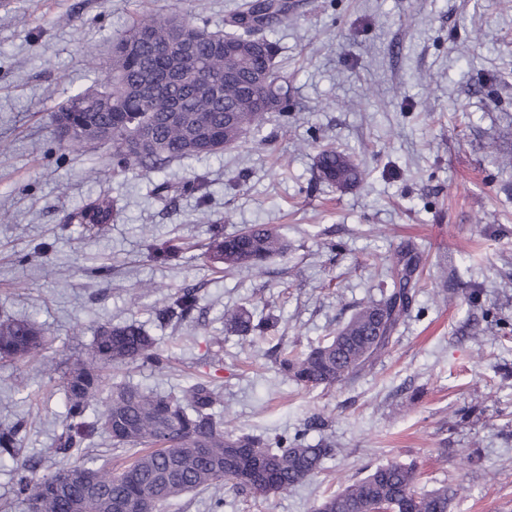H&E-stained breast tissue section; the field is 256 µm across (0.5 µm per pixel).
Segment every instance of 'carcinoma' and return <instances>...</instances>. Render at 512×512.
<instances>
[{
	"label": "carcinoma",
	"instance_id": "obj_1",
	"mask_svg": "<svg viewBox=\"0 0 512 512\" xmlns=\"http://www.w3.org/2000/svg\"><path fill=\"white\" fill-rule=\"evenodd\" d=\"M292 11L286 0H243L224 17V29L217 31L197 25L189 15L180 18L187 33H200L202 38L193 58L178 60L185 81L165 87L152 102L123 95L147 75H162L173 62L165 39L174 18L160 13L138 15L113 48L104 85L74 95L55 112L57 116L70 112L71 129L58 133L59 142L69 148L95 141L110 143L114 167L126 171L216 154L261 128L272 114L288 117V84L266 33L287 23ZM136 36L138 52L121 55L123 46ZM80 100L86 108L73 111ZM171 100L180 103L181 112L168 111ZM144 130L154 147L131 150L130 142ZM315 170L319 182L339 190L365 181L355 155L328 144L320 147ZM69 218L100 232L112 222V204L98 198L73 210ZM286 251L287 244L272 227L253 224L244 233H216L206 257L233 270L258 267ZM422 256L414 243L386 256L390 294L359 306L328 342L301 353L279 354L277 371L299 385L317 388L332 387L371 367L412 309L418 284L414 274ZM197 304V290L181 288L168 298L162 315L183 321ZM271 326L268 320L254 321L244 306L224 312L225 329L242 337L261 336ZM46 345V332L36 323L0 322L1 360H26ZM130 363L155 367L167 363L156 339L134 321L102 327L94 338L92 359L64 375L66 428L52 449L53 455L62 456L61 465L41 476L33 460L14 470L15 494L27 502L29 512H117L128 501L139 503L141 512H157L163 503L197 490L210 491V512H222L224 484L260 496L282 494L317 474L330 453L325 444L307 441L309 431L324 425L319 416L310 417L291 437L227 432L212 412L218 393L206 381L193 383L179 395L117 386L100 416L88 419L87 409L99 393L100 372ZM19 434L17 425L0 429L1 457L17 454ZM102 434L112 445L131 452L129 464L112 472L89 455L67 462L72 449ZM72 469L89 473L93 482L66 483L64 477ZM460 492L446 486L420 491L415 466L391 461L326 495L316 512H448L452 497Z\"/></svg>",
	"mask_w": 512,
	"mask_h": 512
}]
</instances>
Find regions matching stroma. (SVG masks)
Here are the masks:
<instances>
[{"instance_id":"stroma-1","label":"stroma","mask_w":512,"mask_h":512,"mask_svg":"<svg viewBox=\"0 0 512 512\" xmlns=\"http://www.w3.org/2000/svg\"><path fill=\"white\" fill-rule=\"evenodd\" d=\"M239 0H0V321L30 319L49 346L0 362V429L21 424L20 458L65 428L62 376L91 359L100 327L142 324L169 368H108L102 396L129 384L177 392L214 381L226 430L294 435L322 416L335 452L288 494L224 487L223 512H313L323 495L395 460L417 486L466 487L449 512H512V0H294L270 32L288 76V123L266 122L224 152L159 169L114 171L112 147H61L53 113L99 88L111 48L143 11L223 27ZM368 172L349 190L318 183L319 146ZM200 189H193V182ZM114 205L99 237L68 222L98 197ZM273 227L287 251L261 268L217 270L215 230ZM421 244L427 264L410 315L354 382L309 389L273 364L281 348L334 336L358 305L385 297L381 257ZM177 246L169 261L156 259ZM198 288L193 318L156 312ZM273 312L276 330L241 337L224 311Z\"/></svg>"}]
</instances>
